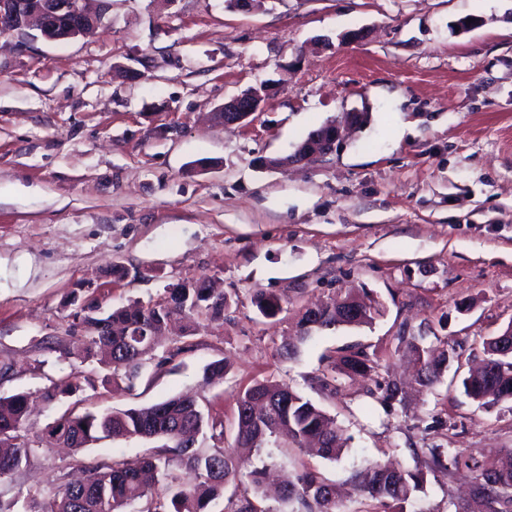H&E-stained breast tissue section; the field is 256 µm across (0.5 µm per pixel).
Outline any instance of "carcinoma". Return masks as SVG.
I'll use <instances>...</instances> for the list:
<instances>
[{
    "label": "carcinoma",
    "instance_id": "cac0c4a2",
    "mask_svg": "<svg viewBox=\"0 0 512 512\" xmlns=\"http://www.w3.org/2000/svg\"><path fill=\"white\" fill-rule=\"evenodd\" d=\"M254 304L266 318L280 310L278 300L264 294L256 296ZM228 307L227 297L211 288L207 279L173 285L161 302L137 303L104 316L112 321V335L87 337L84 357L112 368V376H122L132 388L148 363L145 354L153 350L154 333L161 324L174 315L189 318L203 312L221 318ZM338 310L334 301L325 305L313 327L305 326L306 316H301L297 342L336 328ZM410 344L418 354L422 382L437 381L448 367V349L431 353L419 347L416 336L410 337ZM485 350L483 364L463 380L465 393L483 405L511 401L512 355L501 353L495 337L485 343ZM338 369L366 374L372 365L365 352L350 350L339 356V366H331L330 371ZM75 390L70 382L60 380L46 388L44 398L51 402ZM28 413L25 394L0 398V478L19 472L44 451L42 438L27 427ZM206 427L214 432L224 423L205 417L198 398L190 395L101 415L63 416L47 427V433L76 453L103 439H157L162 444L157 454L144 458L138 467L117 458L82 461V481L63 482L48 490L52 499L43 507L36 495L28 494L24 512H212V503L219 499L224 502L221 512H339L335 485L313 470L288 474L277 508L264 504L267 465L254 468L246 486L239 478L237 450L259 451L281 440L299 449L311 444L329 462L341 458L344 448L335 420L290 386L266 379L238 395L233 449L202 446L193 435ZM410 453L411 467L375 461L354 474L355 493L377 502L382 512H406L427 476L448 479L467 469L475 473L476 512H512V450L488 467L437 445L412 448ZM230 486L233 490L227 496Z\"/></svg>",
    "mask_w": 512,
    "mask_h": 512
}]
</instances>
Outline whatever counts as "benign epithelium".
Segmentation results:
<instances>
[{"mask_svg": "<svg viewBox=\"0 0 512 512\" xmlns=\"http://www.w3.org/2000/svg\"><path fill=\"white\" fill-rule=\"evenodd\" d=\"M90 0H0V28L26 34L36 26L42 37L65 41L83 37L101 22L102 15L91 11ZM267 96L266 86L251 87L224 102V124L235 125L260 111ZM339 139L336 128L314 136L300 147L303 154L322 157L332 153Z\"/></svg>", "mask_w": 512, "mask_h": 512, "instance_id": "1", "label": "benign epithelium"}]
</instances>
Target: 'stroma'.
Listing matches in <instances>:
<instances>
[{
    "label": "stroma",
    "mask_w": 512,
    "mask_h": 512,
    "mask_svg": "<svg viewBox=\"0 0 512 512\" xmlns=\"http://www.w3.org/2000/svg\"><path fill=\"white\" fill-rule=\"evenodd\" d=\"M477 28L460 32L459 19ZM357 41H343L351 30ZM269 83L260 112L232 128L225 100ZM366 121L330 155L288 168L310 132ZM210 280L230 307L165 331L134 388L83 360L85 305L161 301L169 286ZM360 291L371 324L316 333L290 359L305 309ZM278 298L274 318L256 295ZM512 323V0H110L94 34L50 41L0 34V397L29 393L42 433L61 415L101 414L200 394L231 447L236 398L255 381L290 385L335 418L337 462L295 447L272 454L336 484L368 462L411 465L441 445L482 464L512 448V401L483 407L462 385L483 339ZM455 348L420 385L404 337ZM370 375L320 380L342 348ZM223 380L203 386L207 363ZM70 396L40 402L50 381ZM396 382L397 401L382 385ZM155 442L101 440L80 455L52 448L0 479V501L58 486L79 460L149 456ZM472 475L428 480L422 512L467 499Z\"/></svg>",
    "instance_id": "35a3bbf8"
}]
</instances>
